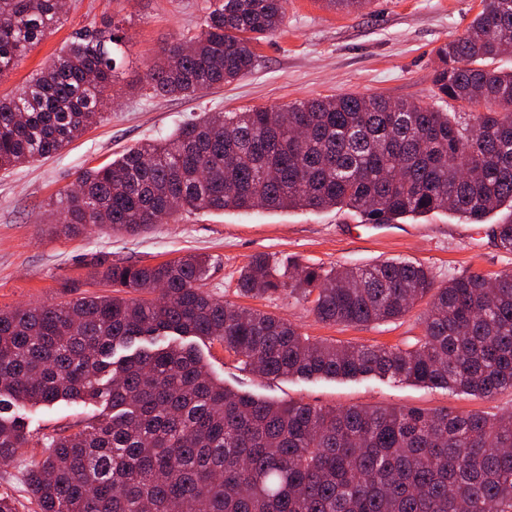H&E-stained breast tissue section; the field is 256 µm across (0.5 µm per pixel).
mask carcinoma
<instances>
[{
  "label": "carcinoma",
  "mask_w": 512,
  "mask_h": 512,
  "mask_svg": "<svg viewBox=\"0 0 512 512\" xmlns=\"http://www.w3.org/2000/svg\"><path fill=\"white\" fill-rule=\"evenodd\" d=\"M288 0H209L200 31L149 66L153 94L195 96L256 65ZM62 0H0V78L61 23ZM121 27L75 34L12 97H0V169L63 150L102 114L117 84ZM512 0H481L465 33L437 49L435 96L455 113L346 94L285 106L202 112L160 141L82 172L55 230L129 234L179 210L346 208L364 224L451 211L473 224L512 210ZM512 254V213L496 224ZM110 295L0 311V462L29 447L13 410L103 401L99 414L40 439L26 467L40 512H512V413L449 408H323L271 403L211 377L195 349L216 341L265 378L390 374L491 401L512 389V271H432L385 260L365 269L254 256L243 296L310 303L323 323L400 319L426 302L404 348L312 341L288 321L204 290L211 259L91 262ZM137 297L126 298L124 294Z\"/></svg>",
  "instance_id": "cac0c4a2"
}]
</instances>
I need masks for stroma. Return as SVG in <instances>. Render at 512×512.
Segmentation results:
<instances>
[{"instance_id": "1", "label": "stroma", "mask_w": 512, "mask_h": 512, "mask_svg": "<svg viewBox=\"0 0 512 512\" xmlns=\"http://www.w3.org/2000/svg\"><path fill=\"white\" fill-rule=\"evenodd\" d=\"M206 0H67L66 17L32 49L8 77L0 95L23 87L75 32L91 23L122 21L126 34L119 59V97L102 119L55 157L0 169V310L69 301L83 296L90 260L154 265L187 254H205L213 266L205 289L240 306L288 319L314 341L403 347L422 334L424 304L404 318L368 326L318 321L306 303L278 295L243 297L240 270L258 254L299 258L326 268L363 269L387 259L429 266L438 283L466 270L496 274L512 269L492 222L469 224L449 213L374 227L347 210H227L181 212L166 224L135 235L86 229L64 237L52 233L49 210L85 169L103 164L138 143L160 139L201 112H238L327 95H382L434 103L435 50L461 35L479 10V0H370L359 11H334L323 0H288L280 31L263 39L256 68L231 83L193 97H154L145 88L147 67L168 42L197 32ZM212 376L242 394L273 401L326 407L408 406L460 412H512V391L493 401L378 374L355 377L257 376L222 345L195 339ZM95 405L64 401L22 410L33 437L15 461L0 466V493L18 512H35L24 466L40 457L36 439L98 413Z\"/></svg>"}]
</instances>
